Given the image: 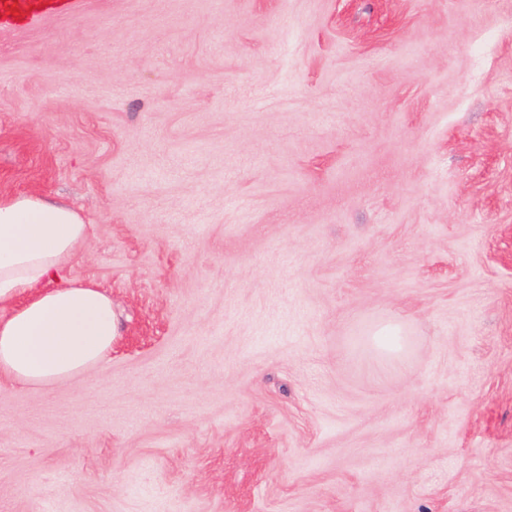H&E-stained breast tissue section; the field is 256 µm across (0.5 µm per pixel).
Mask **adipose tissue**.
<instances>
[{
	"label": "adipose tissue",
	"instance_id": "ef3b65f1",
	"mask_svg": "<svg viewBox=\"0 0 512 512\" xmlns=\"http://www.w3.org/2000/svg\"><path fill=\"white\" fill-rule=\"evenodd\" d=\"M75 208L36 194L0 195V376L45 386L105 363L116 334L111 298L91 281L40 285L85 246Z\"/></svg>",
	"mask_w": 512,
	"mask_h": 512
}]
</instances>
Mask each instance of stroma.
Wrapping results in <instances>:
<instances>
[{"label":"stroma","instance_id":"stroma-1","mask_svg":"<svg viewBox=\"0 0 512 512\" xmlns=\"http://www.w3.org/2000/svg\"><path fill=\"white\" fill-rule=\"evenodd\" d=\"M0 193L82 212L117 319L0 383V512H512V0L2 29Z\"/></svg>","mask_w":512,"mask_h":512}]
</instances>
